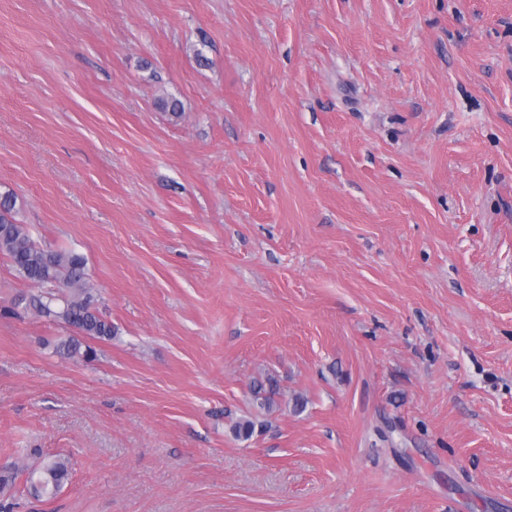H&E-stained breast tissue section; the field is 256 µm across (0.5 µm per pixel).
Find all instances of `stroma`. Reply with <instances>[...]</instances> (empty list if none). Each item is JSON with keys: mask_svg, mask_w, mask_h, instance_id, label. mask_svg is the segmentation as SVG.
Returning a JSON list of instances; mask_svg holds the SVG:
<instances>
[{"mask_svg": "<svg viewBox=\"0 0 512 512\" xmlns=\"http://www.w3.org/2000/svg\"><path fill=\"white\" fill-rule=\"evenodd\" d=\"M5 192L114 329L0 254L16 512H512V0H0ZM15 206L12 193L0 194V253L10 259L22 278L57 289L31 297L29 307L76 330L79 336H69L58 348L59 353L70 358L88 357L92 351L82 339L112 338V325L93 307L83 258L37 244L27 225L17 222ZM30 455L35 457L38 463L30 469L27 468L26 473L15 466L0 468V512H14L17 507L16 494L21 481V494L26 492L36 498H50L69 479L70 468L65 458L44 456L39 448H32Z\"/></svg>", "mask_w": 512, "mask_h": 512, "instance_id": "35a3bbf8", "label": "stroma"}]
</instances>
